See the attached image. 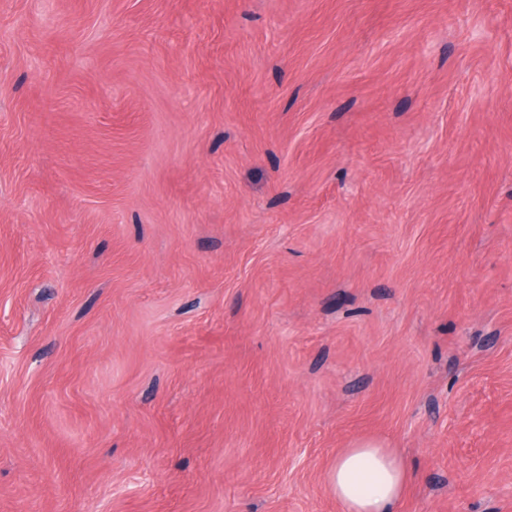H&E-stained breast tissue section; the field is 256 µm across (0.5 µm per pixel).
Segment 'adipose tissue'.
Returning <instances> with one entry per match:
<instances>
[{
    "label": "adipose tissue",
    "mask_w": 512,
    "mask_h": 512,
    "mask_svg": "<svg viewBox=\"0 0 512 512\" xmlns=\"http://www.w3.org/2000/svg\"><path fill=\"white\" fill-rule=\"evenodd\" d=\"M409 479L404 458L374 440L340 451L325 476L344 512H395Z\"/></svg>",
    "instance_id": "1"
}]
</instances>
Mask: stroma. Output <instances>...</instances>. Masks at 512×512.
<instances>
[{
    "mask_svg": "<svg viewBox=\"0 0 512 512\" xmlns=\"http://www.w3.org/2000/svg\"><path fill=\"white\" fill-rule=\"evenodd\" d=\"M512 512V0H0V512ZM409 479L404 458L375 440L344 448L325 476L345 512H396Z\"/></svg>",
    "mask_w": 512,
    "mask_h": 512,
    "instance_id": "1",
    "label": "stroma"
}]
</instances>
